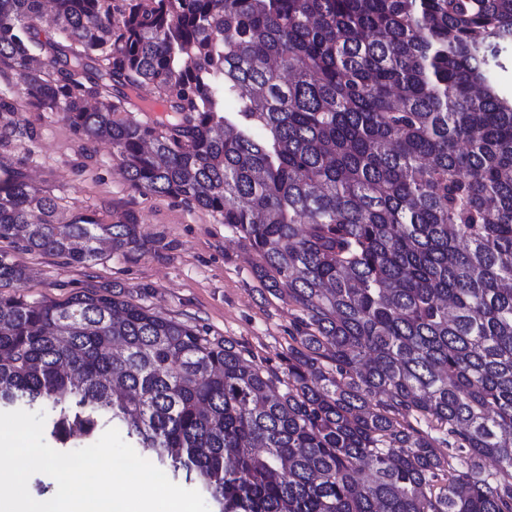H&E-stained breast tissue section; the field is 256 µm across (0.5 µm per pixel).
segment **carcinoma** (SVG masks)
Wrapping results in <instances>:
<instances>
[{
    "mask_svg": "<svg viewBox=\"0 0 512 512\" xmlns=\"http://www.w3.org/2000/svg\"><path fill=\"white\" fill-rule=\"evenodd\" d=\"M509 46L512 0H0L21 95L219 214L302 312L281 371L111 291L0 292V405L61 440L117 419L219 512H512ZM0 239L145 245L3 156Z\"/></svg>",
    "mask_w": 512,
    "mask_h": 512,
    "instance_id": "1",
    "label": "carcinoma"
}]
</instances>
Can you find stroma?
<instances>
[{"mask_svg": "<svg viewBox=\"0 0 512 512\" xmlns=\"http://www.w3.org/2000/svg\"><path fill=\"white\" fill-rule=\"evenodd\" d=\"M1 100L15 110L0 112V125H16L18 133L0 145V154L75 211L106 224H138L146 243L136 254L111 253L81 268L0 240V253L27 270L19 293L30 300H63L84 288L110 287L152 312L246 345L263 365H281L300 311L286 297L264 290L252 273L255 255L218 216L134 191L109 143H85L61 114L19 97L8 71L0 74Z\"/></svg>", "mask_w": 512, "mask_h": 512, "instance_id": "obj_1", "label": "stroma"}]
</instances>
